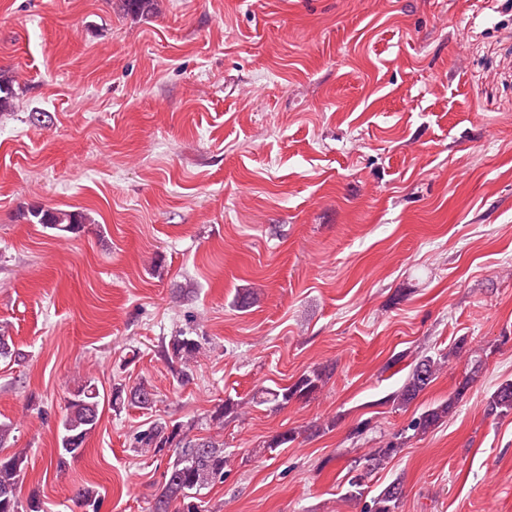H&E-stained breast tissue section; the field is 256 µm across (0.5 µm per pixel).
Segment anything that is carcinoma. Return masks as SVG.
Returning a JSON list of instances; mask_svg holds the SVG:
<instances>
[{"instance_id": "obj_1", "label": "carcinoma", "mask_w": 512, "mask_h": 512, "mask_svg": "<svg viewBox=\"0 0 512 512\" xmlns=\"http://www.w3.org/2000/svg\"><path fill=\"white\" fill-rule=\"evenodd\" d=\"M125 13L136 17H149L158 13V0H122ZM17 92L14 82L8 78L0 79V112H10L14 107ZM38 224L60 232L77 234L87 224L88 217L80 211L60 209H38L30 212ZM462 344H456L450 354L439 357L425 355L413 364L404 383L392 396L399 406H405L430 386L449 361V355H458ZM202 344L187 335L183 330L170 337L164 356L168 362L178 364L181 370L178 377H187L184 367L201 354ZM480 362H475L471 373L459 383L456 391L447 400L434 404L415 418L407 430L394 436L382 448L372 449L365 458V465L351 471L347 483V498L356 499L363 495L366 480L375 469L392 460L408 438L406 431L413 435H425L453 412L463 395L475 381ZM326 369L314 367L305 371L292 385L286 387H260L253 396L258 405H268L280 409L292 402L307 401L319 392L325 383ZM156 398L150 385L141 381L129 389L117 387L112 390V405L119 408L130 402L141 408L150 407ZM99 391L92 381L77 386L67 400L65 412L60 421L59 448L56 467L62 470L70 461L81 458L86 451V443L95 430L99 420ZM242 404L228 396L224 402L214 407L209 414V424L224 428V419L240 415ZM486 416L506 417L512 414V381L500 383L488 397L485 405ZM196 423L155 422L140 431L135 437V449L140 453L155 456L169 455L161 492L155 498L152 512H199V506L193 499L218 482L224 481V468L230 462V456L224 452V443L211 437H198L193 434ZM298 432L287 431L268 440L263 449L273 452L296 440ZM27 466L25 452L16 450L0 456V512H41L40 501L32 496L27 505L20 500L21 485ZM403 493L402 482L394 481L383 488L371 500L370 512H399Z\"/></svg>"}]
</instances>
